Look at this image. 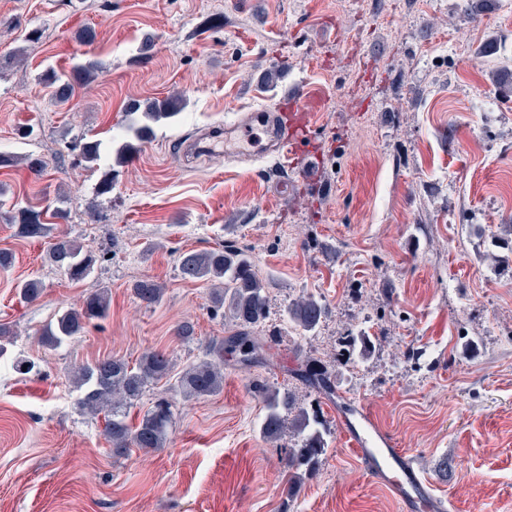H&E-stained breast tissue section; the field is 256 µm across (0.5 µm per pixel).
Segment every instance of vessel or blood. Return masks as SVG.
I'll return each mask as SVG.
<instances>
[{"label":"vessel or blood","mask_w":512,"mask_h":512,"mask_svg":"<svg viewBox=\"0 0 512 512\" xmlns=\"http://www.w3.org/2000/svg\"><path fill=\"white\" fill-rule=\"evenodd\" d=\"M342 429L369 477L393 495L402 512H445V503L422 478L411 455L378 428L368 411H359L357 421H343Z\"/></svg>","instance_id":"vessel-or-blood-1"}]
</instances>
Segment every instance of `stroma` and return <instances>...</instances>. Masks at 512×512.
Wrapping results in <instances>:
<instances>
[{
  "label": "stroma",
  "mask_w": 512,
  "mask_h": 512,
  "mask_svg": "<svg viewBox=\"0 0 512 512\" xmlns=\"http://www.w3.org/2000/svg\"><path fill=\"white\" fill-rule=\"evenodd\" d=\"M92 27L93 45L77 34ZM40 29L39 42L27 41ZM512 61V0H0V152L30 153L0 173V212L65 204L57 233L91 247V275L74 283L41 238L0 219V323L16 336L0 358V512H399L350 449L339 414L367 409L415 455L450 512H512V95L495 74ZM99 62L94 81L56 105L40 80ZM322 93L313 155L186 151L225 121L277 110L298 85ZM181 94L180 114L117 165L85 162L80 135L121 140L126 105ZM31 126L34 139L19 138ZM111 175L110 193L97 195ZM97 204L90 217L88 201ZM233 245L251 257L269 297L250 365L224 363V388L186 397L148 384L135 423L158 398L172 404L165 447L112 451L104 419L83 410L79 367L117 356L168 355L174 372L213 357L235 331L213 287L182 278L180 253ZM42 285L23 301L18 282ZM164 288L148 306L133 291ZM107 288L110 312L57 347L39 335L64 309ZM320 298L327 315L300 333L290 303ZM189 323L193 336H177ZM365 333V358L339 354ZM35 361L16 373L13 357ZM319 364L328 397L297 372ZM319 410L327 447L289 494L278 444L259 429L263 390Z\"/></svg>",
  "instance_id": "stroma-1"
}]
</instances>
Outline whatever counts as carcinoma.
<instances>
[{
    "instance_id": "cac0c4a2",
    "label": "carcinoma",
    "mask_w": 512,
    "mask_h": 512,
    "mask_svg": "<svg viewBox=\"0 0 512 512\" xmlns=\"http://www.w3.org/2000/svg\"><path fill=\"white\" fill-rule=\"evenodd\" d=\"M99 69L96 61L76 65L70 75L53 70L45 71L40 80L52 89V99L59 105L68 103L75 89L88 84ZM185 107V99L179 94L156 99L145 104L130 103L125 111L123 141L114 149L118 165L129 162L139 150V144L154 137V127L177 116ZM74 148L88 162L100 160L104 143L92 137H77ZM24 163L28 170L40 175L46 163L32 154L19 158L0 153V168L8 169ZM8 223L17 227L22 237H46L51 227L43 223V214L31 208H21L10 215ZM49 261L73 282L86 279L97 262L96 255L86 250L75 240L63 235L54 236L49 243ZM179 270L185 280L197 282H220L224 289L214 293L219 306H227L230 316L240 330L215 343L219 362L203 360L189 366L178 377V388L192 397H205L219 392L224 386L221 363L229 356L241 364L251 362L260 348L261 337L252 335L251 328L262 322L267 315L268 295L266 286L254 271L250 257L243 251L226 246L209 251H186L179 255ZM137 298L148 305L162 299L164 289L153 280H140L133 285ZM110 306L108 290L98 288L89 293L78 308L62 311L55 321L42 331L40 343L58 346L62 342L84 332L93 320L107 317ZM291 322L306 332L315 330L326 316V307L313 295L302 297L288 306ZM371 337L363 334L349 336L344 349L349 354L366 357L372 351ZM171 362L157 351L145 353L137 365L132 366L122 358L106 357L80 369L77 383L86 387L82 400L85 409L94 415H103L105 432L112 441L113 451L124 454L132 448L154 450L164 447L171 405L158 402L147 411L136 424L126 421L127 406L136 401L150 382L169 376ZM265 415L260 426L264 440L274 442L284 433L287 416H292V433L300 442L299 447L290 448L281 459L290 473V490H295L312 476L326 446L324 425L317 412L295 407L292 396L285 392H264Z\"/></svg>"
}]
</instances>
